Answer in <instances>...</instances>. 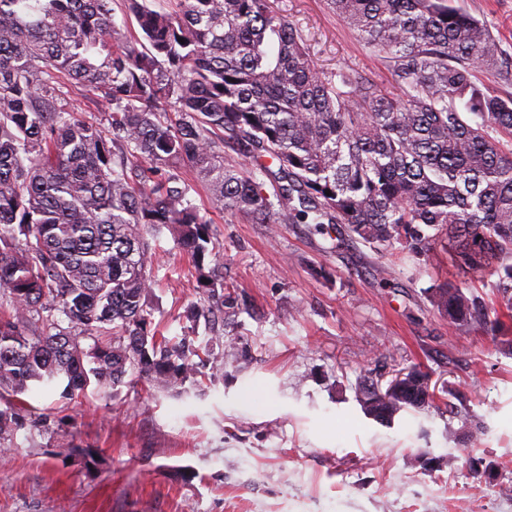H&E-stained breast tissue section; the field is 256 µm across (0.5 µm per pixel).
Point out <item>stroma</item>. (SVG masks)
Listing matches in <instances>:
<instances>
[{"instance_id": "1", "label": "stroma", "mask_w": 512, "mask_h": 512, "mask_svg": "<svg viewBox=\"0 0 512 512\" xmlns=\"http://www.w3.org/2000/svg\"><path fill=\"white\" fill-rule=\"evenodd\" d=\"M303 35L316 68L386 85L381 57L328 0H272ZM512 58V0H455ZM208 211L224 278L243 310L191 324L204 304L188 259L162 234L148 297L167 338L210 351L176 389L126 382L37 412L1 440L0 512H512V350L478 325L449 328L428 290L451 282L488 299L494 277L448 260L381 255L310 224H253ZM387 270L378 283L376 267ZM416 366L438 395L453 388L480 422L468 442L448 410L365 415L360 377Z\"/></svg>"}]
</instances>
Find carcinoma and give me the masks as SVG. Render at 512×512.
Segmentation results:
<instances>
[{
  "label": "carcinoma",
  "instance_id": "carcinoma-1",
  "mask_svg": "<svg viewBox=\"0 0 512 512\" xmlns=\"http://www.w3.org/2000/svg\"><path fill=\"white\" fill-rule=\"evenodd\" d=\"M0 0V438L24 425L34 384L73 399L131 377L178 388L202 347L153 328L147 297L169 232L208 305L224 281L195 183L254 224L329 225L377 251L496 276L512 309V60L453 0H330L387 64L393 89L315 68L270 0ZM101 121L70 107L74 91ZM457 328L502 335L496 308L451 284L429 289ZM93 344L84 347L81 340ZM388 423L438 406L430 377L400 369L358 389Z\"/></svg>",
  "mask_w": 512,
  "mask_h": 512
}]
</instances>
